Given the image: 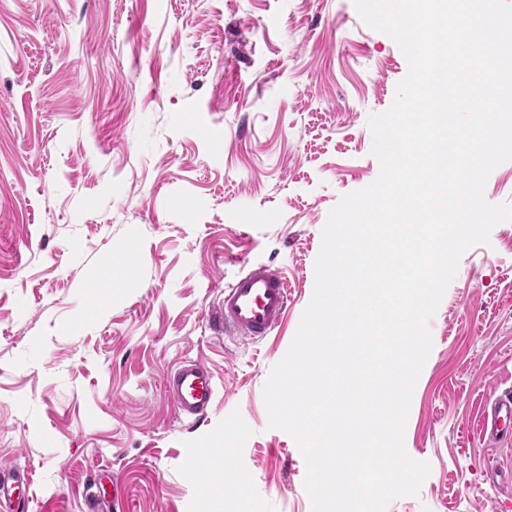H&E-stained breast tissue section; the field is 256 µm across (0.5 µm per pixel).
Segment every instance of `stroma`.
<instances>
[{"mask_svg": "<svg viewBox=\"0 0 512 512\" xmlns=\"http://www.w3.org/2000/svg\"><path fill=\"white\" fill-rule=\"evenodd\" d=\"M406 73L353 0H0V467L31 471V512H312L263 389ZM252 261L286 277L287 318L214 337ZM429 327L404 445L430 471L386 512H512V453L476 430L512 388V221ZM185 357L221 384L194 425L162 386Z\"/></svg>", "mask_w": 512, "mask_h": 512, "instance_id": "35a3bbf8", "label": "stroma"}]
</instances>
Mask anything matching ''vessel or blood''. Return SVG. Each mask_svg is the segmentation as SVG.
I'll return each mask as SVG.
<instances>
[{
  "mask_svg": "<svg viewBox=\"0 0 512 512\" xmlns=\"http://www.w3.org/2000/svg\"><path fill=\"white\" fill-rule=\"evenodd\" d=\"M290 291L285 277L262 262H252L225 284L213 322L228 334L261 340L280 328L288 313ZM165 392L180 419L197 421L214 403L218 387L211 372L195 360L179 361L163 381ZM479 429L483 437L502 440L512 432V393L496 396L482 411ZM30 473L14 467L0 468V512H17L18 485L29 482Z\"/></svg>",
  "mask_w": 512,
  "mask_h": 512,
  "instance_id": "vessel-or-blood-1",
  "label": "vessel or blood"
}]
</instances>
